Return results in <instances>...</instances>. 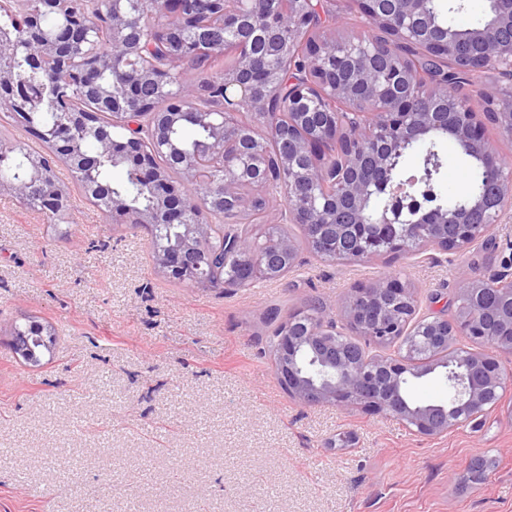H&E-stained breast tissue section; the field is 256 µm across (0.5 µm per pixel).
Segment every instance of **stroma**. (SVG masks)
I'll return each mask as SVG.
<instances>
[{
  "instance_id": "1",
  "label": "stroma",
  "mask_w": 512,
  "mask_h": 512,
  "mask_svg": "<svg viewBox=\"0 0 512 512\" xmlns=\"http://www.w3.org/2000/svg\"><path fill=\"white\" fill-rule=\"evenodd\" d=\"M71 200L57 228L0 195V512H512V388L478 424L430 437L303 406L265 323L275 306L337 313L380 277L409 283L421 313L455 310L467 278L512 254V219L461 255L330 263L303 248L280 278L210 288L165 277L145 229ZM28 319L56 336L38 367L10 346Z\"/></svg>"
}]
</instances>
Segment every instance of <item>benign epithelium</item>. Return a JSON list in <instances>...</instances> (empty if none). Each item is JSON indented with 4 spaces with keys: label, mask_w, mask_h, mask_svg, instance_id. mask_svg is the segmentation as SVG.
Segmentation results:
<instances>
[{
    "label": "benign epithelium",
    "mask_w": 512,
    "mask_h": 512,
    "mask_svg": "<svg viewBox=\"0 0 512 512\" xmlns=\"http://www.w3.org/2000/svg\"><path fill=\"white\" fill-rule=\"evenodd\" d=\"M8 4L16 30L0 26V112L41 140L47 151L28 154L23 174L0 178V192L26 204L36 198L53 224L73 223L69 184L57 179L68 164L83 192L112 218L149 232L185 227L175 245L154 251L156 265L181 282L243 288L259 277L277 279L297 259L287 236L257 245L234 227L245 207L283 196L288 221L304 229L309 246L339 262L427 250L463 253L486 242L512 211V161L499 155L484 121L512 132V90L481 82L493 71L512 82V0H492L482 26L461 35L436 24L431 0H351L363 29L348 34L328 0H109L112 58L76 60L93 43L88 0H76L53 37L42 17L69 0ZM153 13L149 32L142 12ZM165 50L152 58L154 43ZM225 53L233 67L206 76L200 88L179 81L176 70L197 56ZM25 54L30 70L60 86L53 126L35 125L41 98L13 67ZM112 71L120 95L104 92ZM211 130L203 156L184 155L172 139L186 113ZM249 113L253 123L238 117ZM444 135L496 177L494 189L468 206L438 202L431 176L399 179L405 149ZM112 156L131 168L149 191L139 209L99 176V160ZM224 223V249L208 248L211 230ZM248 273L224 280L227 262ZM488 279L469 280L453 320L421 316L414 289L376 279L350 291L339 316L366 343L399 344L395 356L371 354L336 342L323 306L281 321L272 348L281 386L303 405L360 408L395 417L433 436L479 419L498 406L512 375L492 355H461L457 337H495L494 348L512 354V259ZM500 291L507 308L497 325L487 320L483 294ZM445 369L446 405L411 403L412 376Z\"/></svg>",
    "instance_id": "1"
}]
</instances>
